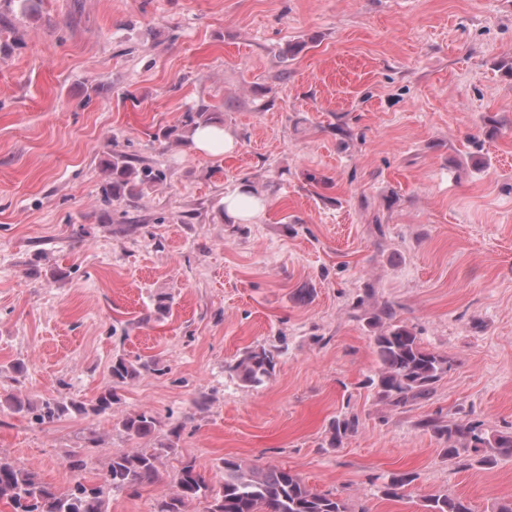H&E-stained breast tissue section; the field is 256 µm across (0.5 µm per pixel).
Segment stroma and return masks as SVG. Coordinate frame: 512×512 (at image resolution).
<instances>
[{
	"instance_id": "obj_1",
	"label": "stroma",
	"mask_w": 512,
	"mask_h": 512,
	"mask_svg": "<svg viewBox=\"0 0 512 512\" xmlns=\"http://www.w3.org/2000/svg\"><path fill=\"white\" fill-rule=\"evenodd\" d=\"M511 66L512 0H0V394L89 401L113 357L153 361L108 417L38 426L0 406V456L62 492L73 458L91 482L112 454L174 439L155 482L108 512H153L185 460L219 485L228 455L352 512L512 503V458L448 460L421 426L512 431ZM203 103L233 153L164 138ZM115 151L165 180L105 205ZM246 180L266 207L243 223L224 197ZM387 301L448 359L402 409L368 384ZM256 346L277 366L247 387L228 366ZM142 410L158 431L128 436L121 418ZM400 472L416 479L386 499ZM359 426V419L356 415L344 416L332 422L329 429V445L335 448L347 435L355 433ZM426 512H472L469 504L462 498L448 495H435L426 499Z\"/></svg>"
}]
</instances>
